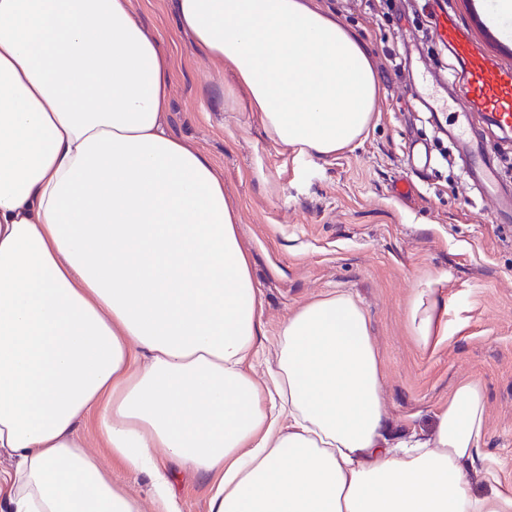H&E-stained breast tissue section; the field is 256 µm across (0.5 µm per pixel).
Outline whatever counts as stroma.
Returning a JSON list of instances; mask_svg holds the SVG:
<instances>
[{"label": "stroma", "mask_w": 512, "mask_h": 512, "mask_svg": "<svg viewBox=\"0 0 512 512\" xmlns=\"http://www.w3.org/2000/svg\"><path fill=\"white\" fill-rule=\"evenodd\" d=\"M324 3L366 46L381 76L373 127L354 150L328 160L273 146L233 74L207 64L178 33L171 0H133V8L171 60L172 131L213 160L238 209L266 353L301 304L350 294L379 351L390 443L429 435L455 385L478 380L489 419L483 452L500 481L512 484V222H491L492 205L472 189L444 125L407 96L413 77L442 95L448 53L426 32L421 0ZM453 6L491 55L512 61V25L495 36L474 22L482 0ZM223 93L232 103L221 108ZM412 138L427 144L434 162L410 173L404 151ZM405 173L416 191L400 199L393 185ZM428 275L444 277L448 320L458 328L431 355L417 349L406 322L413 290ZM101 462L142 512H159L148 477L106 453ZM173 491L180 512H209L210 478L178 469Z\"/></svg>", "instance_id": "35a3bbf8"}]
</instances>
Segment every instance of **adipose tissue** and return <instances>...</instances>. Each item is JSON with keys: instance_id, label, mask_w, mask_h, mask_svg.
I'll use <instances>...</instances> for the list:
<instances>
[{"instance_id": "obj_1", "label": "adipose tissue", "mask_w": 512, "mask_h": 512, "mask_svg": "<svg viewBox=\"0 0 512 512\" xmlns=\"http://www.w3.org/2000/svg\"><path fill=\"white\" fill-rule=\"evenodd\" d=\"M180 33L230 70L273 145L354 149L380 78L315 0H172ZM170 59L132 0H0V512H140L89 452L147 475L156 449L216 476L210 512H512L471 489L488 431L459 382L431 436L390 446L363 308L335 292L282 324L264 378L260 299L211 158L168 121ZM432 277L406 309L419 350L456 329Z\"/></svg>"}]
</instances>
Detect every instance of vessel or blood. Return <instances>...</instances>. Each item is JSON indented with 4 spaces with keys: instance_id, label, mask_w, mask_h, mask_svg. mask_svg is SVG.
Listing matches in <instances>:
<instances>
[{
    "instance_id": "obj_1",
    "label": "vessel or blood",
    "mask_w": 512,
    "mask_h": 512,
    "mask_svg": "<svg viewBox=\"0 0 512 512\" xmlns=\"http://www.w3.org/2000/svg\"><path fill=\"white\" fill-rule=\"evenodd\" d=\"M426 17L431 37L455 63L449 88L465 108L448 126V138L466 158V173L481 197L489 199L493 216H512V184H505L496 159L476 122L501 133L512 132V65L493 60L460 20L450 0H429Z\"/></svg>"
}]
</instances>
